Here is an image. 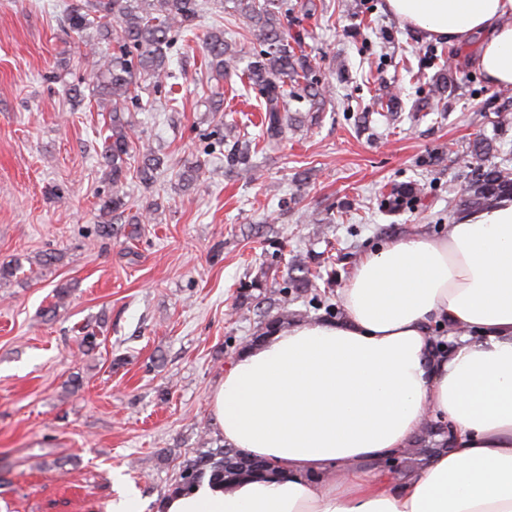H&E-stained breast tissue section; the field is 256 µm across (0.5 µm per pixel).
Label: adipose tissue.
<instances>
[{
	"mask_svg": "<svg viewBox=\"0 0 512 512\" xmlns=\"http://www.w3.org/2000/svg\"><path fill=\"white\" fill-rule=\"evenodd\" d=\"M427 37L482 40L473 64L512 86V0H387ZM336 320L302 321L247 346L214 386L227 447L286 469L279 481L173 491L163 512H512V200L448 236L365 256ZM452 328L447 355L433 326ZM452 437L408 477L383 463L425 419ZM376 464L375 473L363 466Z\"/></svg>",
	"mask_w": 512,
	"mask_h": 512,
	"instance_id": "1",
	"label": "adipose tissue"
}]
</instances>
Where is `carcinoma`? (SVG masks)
<instances>
[{
  "label": "carcinoma",
  "instance_id": "carcinoma-1",
  "mask_svg": "<svg viewBox=\"0 0 512 512\" xmlns=\"http://www.w3.org/2000/svg\"><path fill=\"white\" fill-rule=\"evenodd\" d=\"M232 4L233 12L246 23L248 31L259 43L260 50L244 74L260 90L265 99L262 125L265 127V147L277 146L292 128L293 118L288 113L284 86H300L309 80L311 60L304 53L298 55L288 41L281 20L280 0H225ZM198 0H79L71 5L68 24L72 32L81 35L91 30L93 36L82 40L89 54L95 56L92 94L100 111L109 113V135L105 139L101 158L108 169L112 192L100 205V212L111 219L99 226L103 236L112 234L113 220L123 213L126 192L127 157L132 149L131 125L125 118L124 103L138 97L144 85H159L167 72V50L171 33L190 37L200 12ZM112 44V52L96 56L100 43ZM207 66L220 81L237 70L238 50L224 38V31L209 33L204 41ZM494 151L490 143L477 141L468 146L467 163L471 166V179L464 206L484 209L503 199H512V168L509 158L500 164L486 166L483 158ZM150 147L143 148L140 176L147 181L163 165ZM285 283L302 293L317 291L316 280L321 274L313 273L304 258L295 255ZM300 275L294 276L292 272ZM268 270L241 285L239 297L256 302L260 310V323L266 331L281 328L288 323V308L281 299L269 296L266 282ZM251 457L233 449L200 451L188 460L179 473L178 484L189 486L204 477L229 489L248 479L256 472Z\"/></svg>",
  "mask_w": 512,
  "mask_h": 512
}]
</instances>
